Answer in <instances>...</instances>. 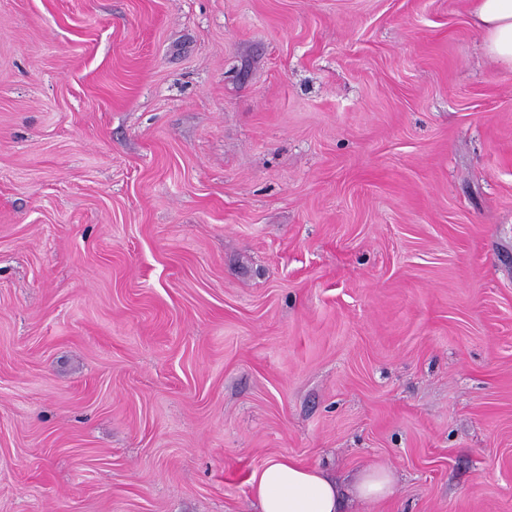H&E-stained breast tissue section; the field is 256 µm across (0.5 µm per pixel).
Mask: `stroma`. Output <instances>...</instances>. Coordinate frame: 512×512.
<instances>
[{
    "label": "stroma",
    "instance_id": "stroma-1",
    "mask_svg": "<svg viewBox=\"0 0 512 512\" xmlns=\"http://www.w3.org/2000/svg\"><path fill=\"white\" fill-rule=\"evenodd\" d=\"M469 0H0V512H254L288 456L512 512V71Z\"/></svg>",
    "mask_w": 512,
    "mask_h": 512
}]
</instances>
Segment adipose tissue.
I'll list each match as a JSON object with an SVG mask.
<instances>
[{
    "instance_id": "obj_1",
    "label": "adipose tissue",
    "mask_w": 512,
    "mask_h": 512,
    "mask_svg": "<svg viewBox=\"0 0 512 512\" xmlns=\"http://www.w3.org/2000/svg\"><path fill=\"white\" fill-rule=\"evenodd\" d=\"M470 15L484 36L486 52L512 69V0H470ZM394 479L379 466L364 468L350 488L356 499L373 503L392 493ZM249 484L257 512H342L341 490L324 469L287 456L252 472Z\"/></svg>"
}]
</instances>
